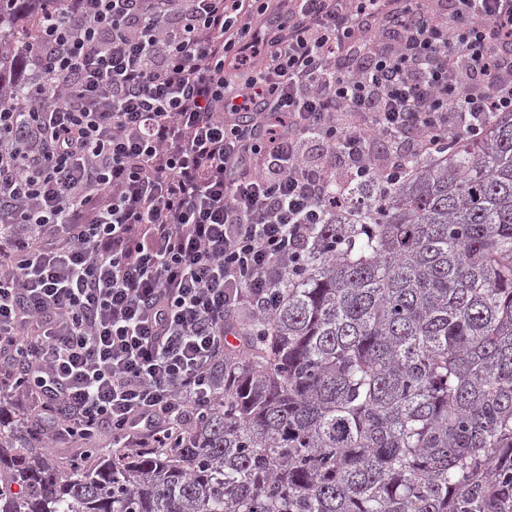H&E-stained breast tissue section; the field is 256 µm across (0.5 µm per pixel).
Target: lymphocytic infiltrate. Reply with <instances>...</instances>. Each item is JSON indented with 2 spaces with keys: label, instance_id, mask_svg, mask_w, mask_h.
<instances>
[{
  "label": "lymphocytic infiltrate",
  "instance_id": "1",
  "mask_svg": "<svg viewBox=\"0 0 512 512\" xmlns=\"http://www.w3.org/2000/svg\"><path fill=\"white\" fill-rule=\"evenodd\" d=\"M0 107V361L31 431L179 448L351 184L512 112V0H46Z\"/></svg>",
  "mask_w": 512,
  "mask_h": 512
}]
</instances>
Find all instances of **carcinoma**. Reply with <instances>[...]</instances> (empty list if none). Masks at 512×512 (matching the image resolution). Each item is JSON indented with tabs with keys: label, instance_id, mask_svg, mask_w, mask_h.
I'll list each match as a JSON object with an SVG mask.
<instances>
[{
	"label": "carcinoma",
	"instance_id": "cac0c4a2",
	"mask_svg": "<svg viewBox=\"0 0 512 512\" xmlns=\"http://www.w3.org/2000/svg\"><path fill=\"white\" fill-rule=\"evenodd\" d=\"M42 0H0V43ZM0 52V106L26 91ZM183 447L65 468L0 419V512H512V112L352 187Z\"/></svg>",
	"mask_w": 512,
	"mask_h": 512
}]
</instances>
